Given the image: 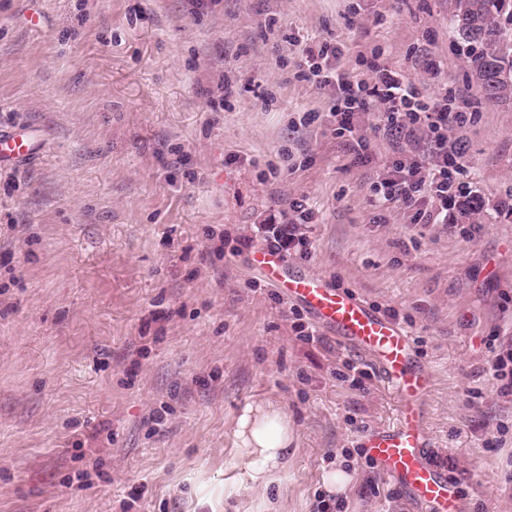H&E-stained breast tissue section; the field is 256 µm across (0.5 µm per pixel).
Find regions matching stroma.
<instances>
[{"mask_svg": "<svg viewBox=\"0 0 512 512\" xmlns=\"http://www.w3.org/2000/svg\"><path fill=\"white\" fill-rule=\"evenodd\" d=\"M450 0H0V129L45 147L0 169V512H416L367 452L401 403L254 258L303 199L281 255L413 333L433 376L434 457L464 512H512V401L485 340L512 342V105L485 104ZM365 77L374 46L433 97L474 225L376 207L392 157H355L326 96L295 75L311 40ZM314 123L297 126L302 113ZM281 403L296 437L268 487L230 433ZM350 480L325 486L330 471Z\"/></svg>", "mask_w": 512, "mask_h": 512, "instance_id": "1", "label": "stroma"}]
</instances>
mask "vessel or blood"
I'll return each instance as SVG.
<instances>
[{
	"label": "vessel or blood",
	"instance_id": "obj_1",
	"mask_svg": "<svg viewBox=\"0 0 512 512\" xmlns=\"http://www.w3.org/2000/svg\"><path fill=\"white\" fill-rule=\"evenodd\" d=\"M35 144L30 128L0 130V164L31 155ZM256 262L286 299L301 306L342 345L369 358L398 394L402 403L398 424L368 441L370 455L386 478L414 501L418 512H461L459 490L444 470L426 458L430 440L422 404L432 375L417 364L410 331L362 298L334 286L328 276L286 266L273 251H259Z\"/></svg>",
	"mask_w": 512,
	"mask_h": 512
}]
</instances>
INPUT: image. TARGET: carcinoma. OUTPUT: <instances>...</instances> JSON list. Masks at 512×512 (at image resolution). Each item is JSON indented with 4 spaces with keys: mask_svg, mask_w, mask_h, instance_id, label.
I'll list each match as a JSON object with an SVG mask.
<instances>
[{
    "mask_svg": "<svg viewBox=\"0 0 512 512\" xmlns=\"http://www.w3.org/2000/svg\"><path fill=\"white\" fill-rule=\"evenodd\" d=\"M457 42L465 45L470 80L483 97L512 103V0H453ZM473 201L459 202L454 224L473 223Z\"/></svg>",
    "mask_w": 512,
    "mask_h": 512,
    "instance_id": "cac0c4a2",
    "label": "carcinoma"
}]
</instances>
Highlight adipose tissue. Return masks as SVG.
<instances>
[{"instance_id":"1","label":"adipose tissue","mask_w":512,"mask_h":512,"mask_svg":"<svg viewBox=\"0 0 512 512\" xmlns=\"http://www.w3.org/2000/svg\"><path fill=\"white\" fill-rule=\"evenodd\" d=\"M232 436L252 482L260 486L268 484L271 474L287 463L288 449L295 442L286 410L271 401L246 405L236 419Z\"/></svg>"}]
</instances>
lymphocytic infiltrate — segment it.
<instances>
[{"mask_svg":"<svg viewBox=\"0 0 512 512\" xmlns=\"http://www.w3.org/2000/svg\"><path fill=\"white\" fill-rule=\"evenodd\" d=\"M342 54L340 44L331 40L312 42L301 51L297 74L317 89L331 91L335 133L350 138L352 152L365 147L356 135V122L369 111L374 114L375 133L393 142L390 167L370 184L375 200L401 206L411 212L414 223H438L449 200L462 194L457 181L461 149L448 140L449 125L460 126L468 119L462 102L431 97L376 61L371 64V80L351 76L339 65ZM418 131L425 132L430 145L421 160L408 157L400 145Z\"/></svg>","mask_w":512,"mask_h":512,"instance_id":"1","label":"lymphocytic infiltrate"}]
</instances>
